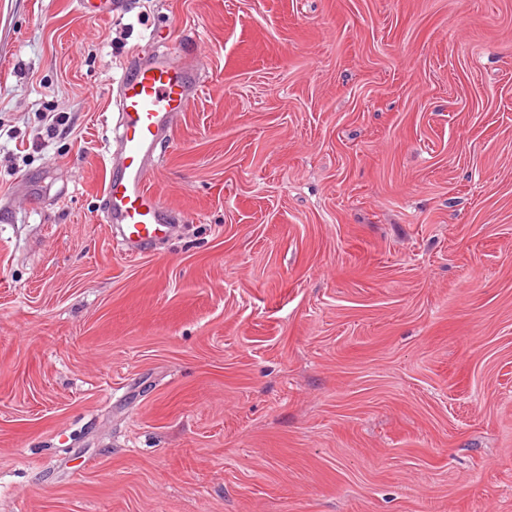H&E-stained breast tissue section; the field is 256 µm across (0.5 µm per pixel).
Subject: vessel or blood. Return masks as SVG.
Segmentation results:
<instances>
[{
    "mask_svg": "<svg viewBox=\"0 0 512 512\" xmlns=\"http://www.w3.org/2000/svg\"><path fill=\"white\" fill-rule=\"evenodd\" d=\"M196 90L188 72L163 57L137 67L118 84L119 172L106 181L103 197L106 218L114 226L116 240L130 253L165 238L171 230L169 211L149 191L147 174L156 161L158 142Z\"/></svg>",
    "mask_w": 512,
    "mask_h": 512,
    "instance_id": "1",
    "label": "vessel or blood"
}]
</instances>
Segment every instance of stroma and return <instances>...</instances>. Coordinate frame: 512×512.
<instances>
[{"label":"stroma","instance_id":"obj_1","mask_svg":"<svg viewBox=\"0 0 512 512\" xmlns=\"http://www.w3.org/2000/svg\"><path fill=\"white\" fill-rule=\"evenodd\" d=\"M0 512H512V0H0ZM199 88L191 83L187 71L172 66L164 57L137 67L119 81L120 152L112 165L116 163L120 172H110L103 197L107 222L115 224L117 242L131 254L170 233L169 211L147 188V174L173 116L185 110L191 93Z\"/></svg>","mask_w":512,"mask_h":512}]
</instances>
